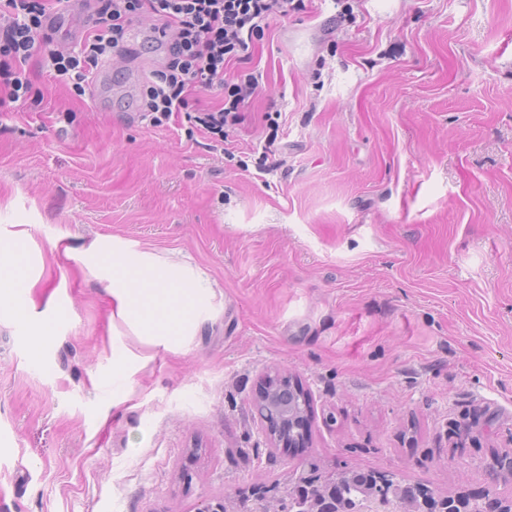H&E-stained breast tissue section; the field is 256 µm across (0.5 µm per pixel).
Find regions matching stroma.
<instances>
[{
	"label": "stroma",
	"instance_id": "35a3bbf8",
	"mask_svg": "<svg viewBox=\"0 0 512 512\" xmlns=\"http://www.w3.org/2000/svg\"><path fill=\"white\" fill-rule=\"evenodd\" d=\"M134 28L99 91L39 63L42 101L0 106V238L33 240L35 313L74 312L39 365L0 321V512H196L313 469L512 496L486 469L512 452V0H304L227 67L263 81L226 155L141 119L164 48ZM115 236L216 291L180 352L124 337L147 363L117 408L79 258ZM275 372L308 396L295 448L256 413Z\"/></svg>",
	"mask_w": 512,
	"mask_h": 512
}]
</instances>
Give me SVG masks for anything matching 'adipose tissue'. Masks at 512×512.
I'll return each mask as SVG.
<instances>
[{
	"label": "adipose tissue",
	"instance_id": "adipose-tissue-1",
	"mask_svg": "<svg viewBox=\"0 0 512 512\" xmlns=\"http://www.w3.org/2000/svg\"><path fill=\"white\" fill-rule=\"evenodd\" d=\"M26 232L0 239V320L21 328L29 338L32 360H42L60 324L71 321L67 308L41 318L32 313L26 294L29 276ZM89 271L106 279L112 295V316L126 334L143 344L171 352L182 350L215 310L216 293L209 277L193 265L120 241H93L84 252ZM144 360L124 344L112 347V403L120 405Z\"/></svg>",
	"mask_w": 512,
	"mask_h": 512
}]
</instances>
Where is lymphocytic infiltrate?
<instances>
[{
    "instance_id": "obj_1",
    "label": "lymphocytic infiltrate",
    "mask_w": 512,
    "mask_h": 512,
    "mask_svg": "<svg viewBox=\"0 0 512 512\" xmlns=\"http://www.w3.org/2000/svg\"><path fill=\"white\" fill-rule=\"evenodd\" d=\"M67 0H0V94L27 99L32 83L29 61L41 50L39 35ZM86 15L78 49L50 50L47 64L56 76L88 81L103 58H125L126 30L132 20L161 25L166 39L162 65L144 86V112L154 126L184 114L198 132L223 150L225 129L243 122L246 100L258 94L257 73L225 78L231 61L247 56L256 36L272 17H285L300 0H82ZM216 88L219 106L202 105L200 92Z\"/></svg>"
}]
</instances>
